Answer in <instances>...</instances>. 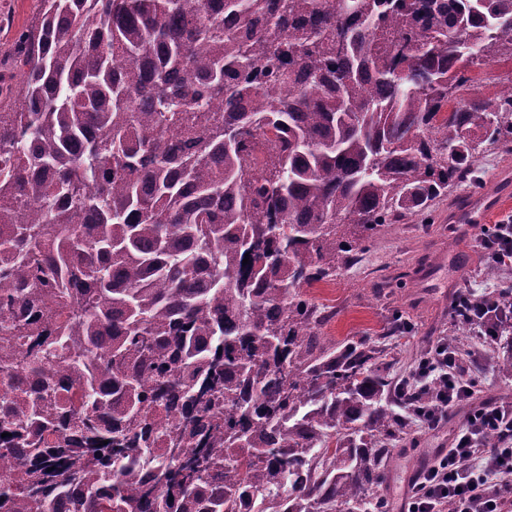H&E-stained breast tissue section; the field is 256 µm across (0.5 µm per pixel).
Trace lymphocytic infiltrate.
<instances>
[{"instance_id": "obj_1", "label": "lymphocytic infiltrate", "mask_w": 512, "mask_h": 512, "mask_svg": "<svg viewBox=\"0 0 512 512\" xmlns=\"http://www.w3.org/2000/svg\"><path fill=\"white\" fill-rule=\"evenodd\" d=\"M504 302L499 292L477 302L470 291L460 289L450 307H467L468 324L489 327L499 323ZM466 362L458 347L445 340L420 362L413 383L423 388L438 385L439 392L433 406L415 410L419 426L438 428L452 408L472 396ZM490 430L499 435L492 447L485 442ZM450 503L457 512H512V401L485 404L457 431L450 447L436 449L412 482L404 509L442 512Z\"/></svg>"}]
</instances>
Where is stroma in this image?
Instances as JSON below:
<instances>
[{"instance_id":"1","label":"stroma","mask_w":512,"mask_h":512,"mask_svg":"<svg viewBox=\"0 0 512 512\" xmlns=\"http://www.w3.org/2000/svg\"><path fill=\"white\" fill-rule=\"evenodd\" d=\"M39 8V0H0V53L10 48L16 33L32 22ZM472 194L468 188L440 201L430 223L415 217L394 225L367 250L360 264L336 280L309 288L308 297L330 314L319 335L336 342L365 337L382 343L394 349L402 367L425 354L438 338L462 339L461 325L448 313L449 298L460 288L480 295L512 280V273L502 270L496 279L484 276L481 227L462 232L448 221L449 208ZM395 322L407 327L398 344L383 336ZM463 414V408H456L437 430L415 425L393 440V456L381 488L389 512H401L418 462L447 447L450 435L464 423Z\"/></svg>"}]
</instances>
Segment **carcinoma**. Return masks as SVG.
Instances as JSON below:
<instances>
[{"label":"carcinoma","instance_id":"cac0c4a2","mask_svg":"<svg viewBox=\"0 0 512 512\" xmlns=\"http://www.w3.org/2000/svg\"><path fill=\"white\" fill-rule=\"evenodd\" d=\"M507 54L512 0H41L0 57V500L381 512L438 388L305 289L512 153V94L450 105Z\"/></svg>","mask_w":512,"mask_h":512}]
</instances>
